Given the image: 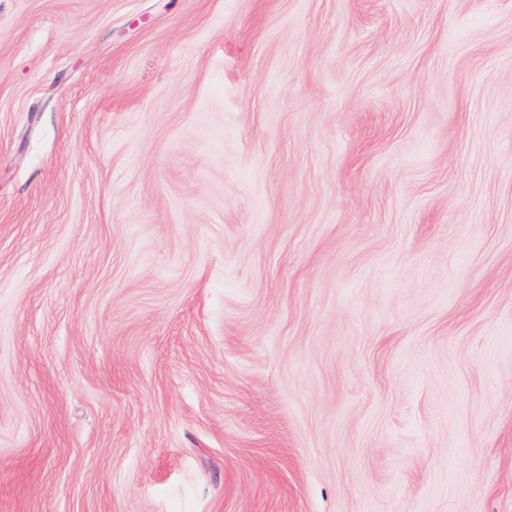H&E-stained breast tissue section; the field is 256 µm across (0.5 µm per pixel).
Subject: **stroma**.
Returning <instances> with one entry per match:
<instances>
[{"instance_id": "35a3bbf8", "label": "stroma", "mask_w": 512, "mask_h": 512, "mask_svg": "<svg viewBox=\"0 0 512 512\" xmlns=\"http://www.w3.org/2000/svg\"><path fill=\"white\" fill-rule=\"evenodd\" d=\"M0 512H512V0H0Z\"/></svg>"}]
</instances>
